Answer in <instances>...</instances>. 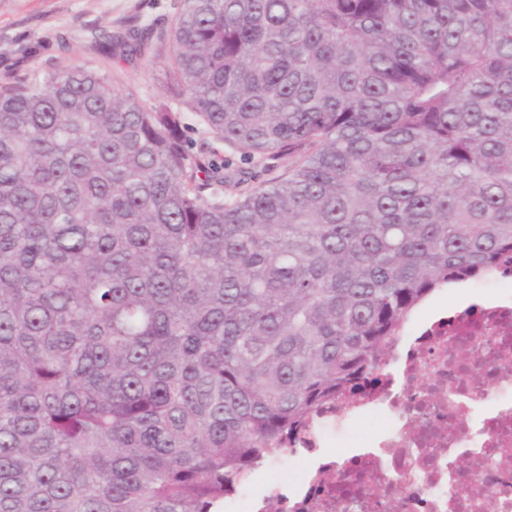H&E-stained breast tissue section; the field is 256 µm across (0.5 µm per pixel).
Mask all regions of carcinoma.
Segmentation results:
<instances>
[{"label": "carcinoma", "instance_id": "obj_1", "mask_svg": "<svg viewBox=\"0 0 512 512\" xmlns=\"http://www.w3.org/2000/svg\"><path fill=\"white\" fill-rule=\"evenodd\" d=\"M155 56L150 108L0 85V512H213L437 289L512 270V0H180ZM174 109L178 108L183 112L182 126L183 134L190 148L197 153H203L206 157L212 159H223L225 165H230L231 169L242 164L240 154L236 149L225 143L223 140L215 137L204 124V122L196 116L194 112H189L182 105L176 102L172 103Z\"/></svg>", "mask_w": 512, "mask_h": 512}]
</instances>
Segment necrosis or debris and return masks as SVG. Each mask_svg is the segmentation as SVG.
<instances>
[{"mask_svg":"<svg viewBox=\"0 0 512 512\" xmlns=\"http://www.w3.org/2000/svg\"><path fill=\"white\" fill-rule=\"evenodd\" d=\"M419 324L382 388L321 414L298 478L250 512H512V295ZM371 416L382 430L319 464L324 436Z\"/></svg>","mask_w":512,"mask_h":512,"instance_id":"4bbe7bcc","label":"necrosis or debris"}]
</instances>
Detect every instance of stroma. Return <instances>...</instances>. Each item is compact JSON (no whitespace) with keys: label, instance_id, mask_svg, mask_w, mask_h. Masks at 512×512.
Returning <instances> with one entry per match:
<instances>
[{"label":"stroma","instance_id":"1","mask_svg":"<svg viewBox=\"0 0 512 512\" xmlns=\"http://www.w3.org/2000/svg\"><path fill=\"white\" fill-rule=\"evenodd\" d=\"M178 0H0V84L29 77L34 70L67 64L90 67L114 86L132 90L153 106L162 90L142 61L127 62L99 52L96 41L135 25L169 28ZM183 134L190 148L236 168V149L215 137L192 112H184Z\"/></svg>","mask_w":512,"mask_h":512}]
</instances>
